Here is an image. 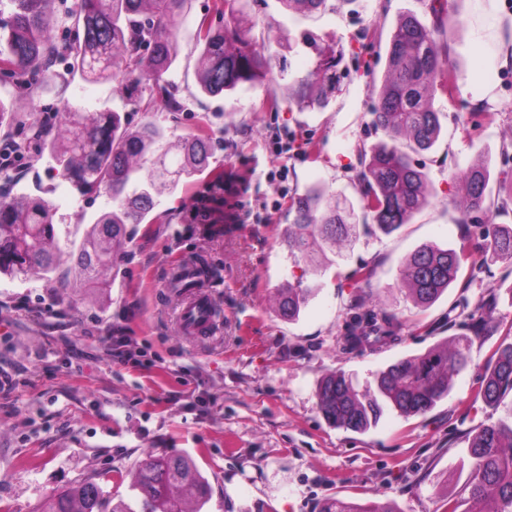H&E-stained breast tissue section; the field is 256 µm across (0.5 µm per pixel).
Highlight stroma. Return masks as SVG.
Wrapping results in <instances>:
<instances>
[{
  "instance_id": "35a3bbf8",
  "label": "stroma",
  "mask_w": 512,
  "mask_h": 512,
  "mask_svg": "<svg viewBox=\"0 0 512 512\" xmlns=\"http://www.w3.org/2000/svg\"><path fill=\"white\" fill-rule=\"evenodd\" d=\"M212 5L193 0L173 44L169 78L184 111H168L157 89L153 114H144L116 84L68 75L63 60L52 88L40 94L0 81V99L21 115L0 126V151L55 126L63 99L91 112H120L130 128L153 119L173 155L189 132L205 133L212 146L209 172L160 190V220L128 225L111 288L82 291L71 302L67 261L50 281L0 275V512H38L45 497L88 477L127 494L149 451L192 456L210 484L204 512H316L336 497L440 512L441 494H466L469 437L512 410V394L495 410L478 395L487 359L512 328V263L473 255L448 290L421 308L401 286L402 262L425 243L456 248L467 237L485 244L512 227V200L467 226L457 224L452 205L456 174L477 160H487L495 178H512V64L502 63L512 50L504 38L512 0H456L448 18L454 91L435 100L442 135L431 152L413 157L431 194L410 224L389 236L374 230L355 176L360 147L384 138L371 123L372 84L385 72L390 34L402 13L422 12L421 0H327L307 18L289 14L279 0H249L248 22L272 73L311 69L306 50H284L302 29L342 51L336 90L326 108L312 112L270 108V94H289L282 79L270 93L243 86L218 97L198 94L193 36ZM477 103L489 118L472 115ZM219 175L230 184V215L221 224L195 223L192 214ZM313 184L351 211L357 236L311 263L288 252L283 234L291 198ZM0 195L53 201L56 223L75 240L111 207L105 196H78L46 156H8L0 163ZM189 259L209 270L207 291L223 312L217 335L188 336L178 325L182 296L171 271ZM363 264L376 274L360 291L351 275ZM298 283L315 294L288 321L276 297ZM487 301L493 307L480 340L470 318ZM368 308L396 317L397 341L379 348L347 343ZM114 336L128 339L125 358L110 356ZM465 337L467 368L426 414L390 411L364 433L324 420L316 390L327 374L344 371L363 388L380 369Z\"/></svg>"
}]
</instances>
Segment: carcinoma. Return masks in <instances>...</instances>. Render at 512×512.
<instances>
[{
	"label": "carcinoma",
	"instance_id": "carcinoma-1",
	"mask_svg": "<svg viewBox=\"0 0 512 512\" xmlns=\"http://www.w3.org/2000/svg\"><path fill=\"white\" fill-rule=\"evenodd\" d=\"M190 0H75L65 18L51 12L52 0H10L9 20L0 22V71L23 81L31 73L52 76V65L61 57L72 60V74L84 80L117 83L142 111H154L148 92L164 83L176 62L173 41ZM247 0H222V23L197 27L195 44L201 58L198 86L202 94L217 96L239 86L269 85L270 68L257 49V40L245 24ZM287 11L311 13L326 0H279ZM440 0H422L425 18L402 15L386 50L387 67L380 85L373 86L377 104L372 122L388 141L362 154L363 208L376 228L390 235L410 223L428 201L429 181L414 165L408 150L428 152L441 137V112L434 108L437 95H446L455 73L446 67L451 46L444 40L449 11ZM62 24L75 32L63 46L52 29ZM302 46L315 56L313 67L292 77L296 107L324 108L336 88L341 57L311 31L302 30L285 48ZM58 136L39 127L30 141L15 144V152H48L63 180L76 194H103L112 209L103 213L77 243L66 239L60 246L56 207L42 197L22 201L0 198V275L50 277L62 254L73 261L76 277L92 288L112 286L125 255L127 225L143 224L157 206L155 192L170 190L210 165L207 137L189 133L182 137L181 156L175 164L162 151L164 130L147 120L131 132L120 113L88 112L62 103L58 108ZM488 163L475 162L458 175L460 197L454 200L456 222L471 224L496 210L495 200L512 197V178L490 186ZM287 246L291 254L313 259L316 250L331 248L352 238L356 225L332 204L320 188L312 187L292 198ZM224 216V177L217 176L210 200L201 203L193 218L210 224ZM512 261V231L500 232L482 256ZM472 258L467 243L444 248L426 243L406 259L402 280L418 305L438 300ZM313 289L290 288L278 297L281 315L295 319ZM398 325L389 314L370 313L358 320L355 338L373 346L395 338ZM469 363L467 344H439L427 352L401 359L376 375L372 390L359 392L342 371L325 376L317 389L318 406L335 427L363 433L375 426L387 410L418 416L432 410L451 389L452 377ZM512 392V334H506L489 356L479 395L488 407L498 406ZM472 468L465 483L469 512H512V414L484 424L468 442ZM122 496L87 478L44 499L40 512H202L210 486L188 455L146 457L138 465ZM318 512H398L388 505L357 503L352 499L326 500Z\"/></svg>",
	"mask_w": 512,
	"mask_h": 512
}]
</instances>
